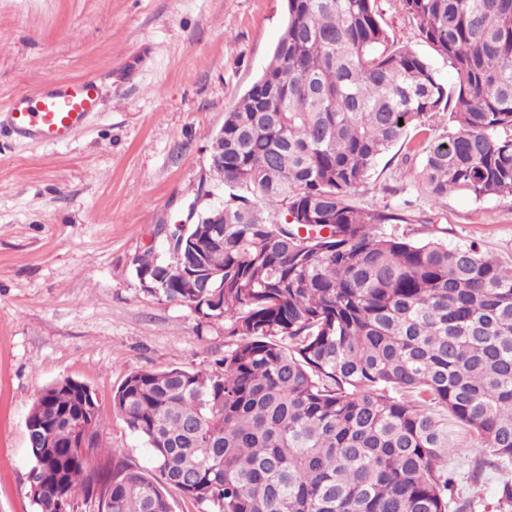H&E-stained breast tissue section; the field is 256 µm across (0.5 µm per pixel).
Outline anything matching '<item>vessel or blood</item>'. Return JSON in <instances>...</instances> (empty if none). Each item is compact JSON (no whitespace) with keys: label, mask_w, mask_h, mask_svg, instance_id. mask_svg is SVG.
Instances as JSON below:
<instances>
[{"label":"vessel or blood","mask_w":512,"mask_h":512,"mask_svg":"<svg viewBox=\"0 0 512 512\" xmlns=\"http://www.w3.org/2000/svg\"><path fill=\"white\" fill-rule=\"evenodd\" d=\"M101 102L102 88L97 79L56 80L37 91L13 96L6 121L23 138L62 145L86 126Z\"/></svg>","instance_id":"b4317fda"}]
</instances>
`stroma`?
<instances>
[{
	"label": "stroma",
	"instance_id": "obj_1",
	"mask_svg": "<svg viewBox=\"0 0 512 512\" xmlns=\"http://www.w3.org/2000/svg\"><path fill=\"white\" fill-rule=\"evenodd\" d=\"M388 42L452 69L422 37L401 0H375ZM288 20L286 0H0V112L21 90L94 77L105 100L64 145L0 129V512H34L26 417L40 392L82 381L100 405L101 443L153 471L149 448L112 408L131 372L212 371L233 347L223 321L142 290L132 260L166 254L155 228L187 220L209 200V147L224 114L261 75ZM443 116L407 135L350 196L354 206L402 215L385 233L477 244L512 264V195L433 200L417 178L425 141L446 136ZM476 453L448 457L451 496L499 512L512 467Z\"/></svg>",
	"mask_w": 512,
	"mask_h": 512
}]
</instances>
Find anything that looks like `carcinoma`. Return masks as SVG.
<instances>
[{
    "instance_id": "cac0c4a2",
    "label": "carcinoma",
    "mask_w": 512,
    "mask_h": 512,
    "mask_svg": "<svg viewBox=\"0 0 512 512\" xmlns=\"http://www.w3.org/2000/svg\"><path fill=\"white\" fill-rule=\"evenodd\" d=\"M455 83L387 48L374 0H288L260 78L224 115V223L207 209L162 257L133 259L146 292L224 320L216 373H129L112 407L160 476L89 468L98 401L57 380L26 419L36 512H448V454L512 465V266L475 245L379 231L350 203L389 148L443 113L419 179L436 200L512 195V0H402ZM292 215L293 221L286 220ZM327 234H322L323 230ZM209 287L192 288L195 278Z\"/></svg>"
}]
</instances>
